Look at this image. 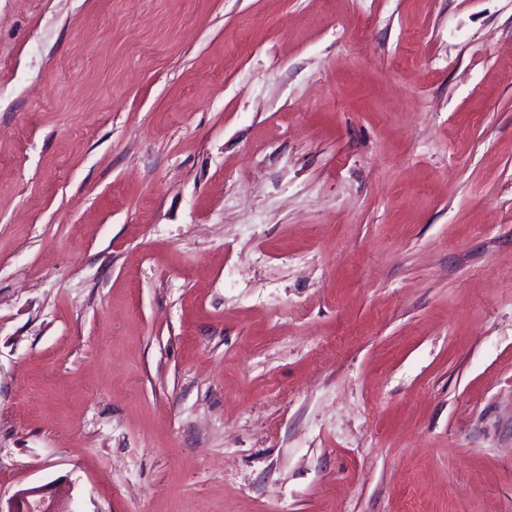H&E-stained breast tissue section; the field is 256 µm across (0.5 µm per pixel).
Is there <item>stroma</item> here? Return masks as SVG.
<instances>
[{"mask_svg": "<svg viewBox=\"0 0 512 512\" xmlns=\"http://www.w3.org/2000/svg\"><path fill=\"white\" fill-rule=\"evenodd\" d=\"M512 512V0H0V502Z\"/></svg>", "mask_w": 512, "mask_h": 512, "instance_id": "1", "label": "stroma"}]
</instances>
